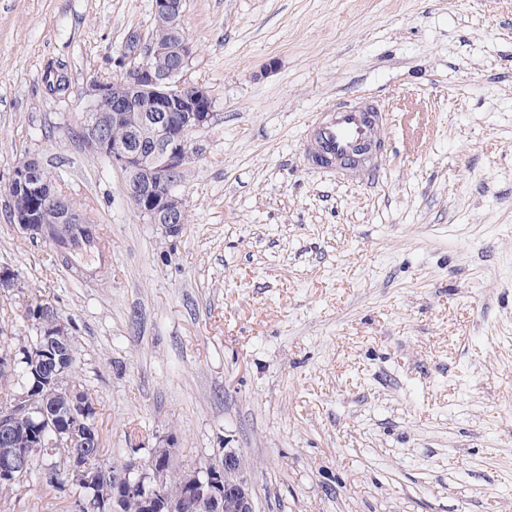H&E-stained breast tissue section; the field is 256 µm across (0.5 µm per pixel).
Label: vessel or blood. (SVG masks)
Returning <instances> with one entry per match:
<instances>
[{
    "label": "vessel or blood",
    "mask_w": 512,
    "mask_h": 512,
    "mask_svg": "<svg viewBox=\"0 0 512 512\" xmlns=\"http://www.w3.org/2000/svg\"><path fill=\"white\" fill-rule=\"evenodd\" d=\"M385 122L374 103L339 101L332 106L329 121L318 127L307 159L314 165H330L348 173L375 169L378 153L364 154L360 148L378 140Z\"/></svg>",
    "instance_id": "1"
}]
</instances>
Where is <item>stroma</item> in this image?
Segmentation results:
<instances>
[{
    "mask_svg": "<svg viewBox=\"0 0 512 512\" xmlns=\"http://www.w3.org/2000/svg\"><path fill=\"white\" fill-rule=\"evenodd\" d=\"M184 25L212 118L173 234L81 137L152 0H0V187L35 156L109 240L62 263L0 191V327L57 310L115 475L233 448L257 512H512V0H184ZM368 94L376 173L311 165L309 124ZM72 502L26 476L0 512Z\"/></svg>",
    "mask_w": 512,
    "mask_h": 512,
    "instance_id": "obj_1",
    "label": "stroma"
}]
</instances>
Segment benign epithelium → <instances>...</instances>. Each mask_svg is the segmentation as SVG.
Listing matches in <instances>:
<instances>
[{"label":"benign epithelium","mask_w":512,"mask_h":512,"mask_svg":"<svg viewBox=\"0 0 512 512\" xmlns=\"http://www.w3.org/2000/svg\"><path fill=\"white\" fill-rule=\"evenodd\" d=\"M184 0H154L155 23L180 32L173 42H158L140 31L129 32L119 49V62L125 68L123 75L109 83L94 80L87 88L90 98L88 113L81 124V135L88 149L109 159L112 167L120 170L126 188L136 191L148 200L144 214L152 224H166L171 232H178L179 216L185 199L178 193L185 170L198 155L192 134L204 127L212 116V101L208 91L199 85L182 81V74L193 60L196 50L184 27ZM169 60L173 65H157ZM146 95L156 102L157 110L148 114L139 109L138 97ZM122 126L128 137L105 142L100 136L107 119ZM151 125L155 131L153 148L148 150L139 136V129ZM12 201L13 223L32 238L55 243L54 226L40 223L38 213L27 197L36 194L57 221L62 224H82V214L71 208L54 204L57 184L42 165H34L20 174H13L0 189ZM69 337L64 334L39 335L25 355L32 367L57 357L62 363L69 357ZM34 423L31 448L49 454L73 456V448L92 432L87 423L84 405L70 406L68 428L61 430L54 410L34 404L26 392L15 391L0 400V423L9 425L18 419ZM28 455L26 448H0V478L21 479L25 467L19 460ZM157 454L148 462H131L128 472L117 478L107 470L94 472L75 469V476L87 482L112 483V488L125 492H145L160 495L167 482L178 475L173 462L155 464ZM185 498L205 499L211 512H255L253 495L244 476L242 455L233 448L224 449L218 463L187 471Z\"/></svg>","instance_id":"7a95c632"}]
</instances>
